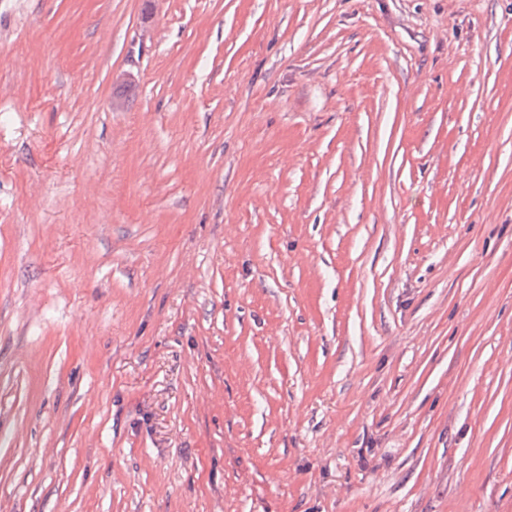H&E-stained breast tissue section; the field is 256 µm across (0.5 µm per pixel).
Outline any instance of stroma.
<instances>
[{
    "label": "stroma",
    "mask_w": 512,
    "mask_h": 512,
    "mask_svg": "<svg viewBox=\"0 0 512 512\" xmlns=\"http://www.w3.org/2000/svg\"><path fill=\"white\" fill-rule=\"evenodd\" d=\"M0 512H512V0H0Z\"/></svg>",
    "instance_id": "stroma-1"
}]
</instances>
